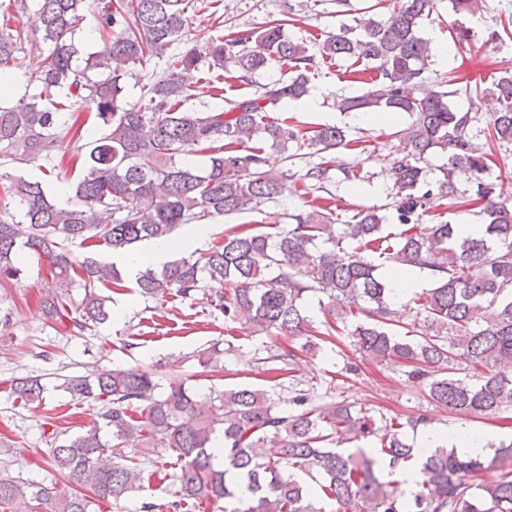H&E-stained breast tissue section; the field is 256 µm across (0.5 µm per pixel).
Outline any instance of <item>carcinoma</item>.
Segmentation results:
<instances>
[{
	"label": "carcinoma",
	"mask_w": 512,
	"mask_h": 512,
	"mask_svg": "<svg viewBox=\"0 0 512 512\" xmlns=\"http://www.w3.org/2000/svg\"><path fill=\"white\" fill-rule=\"evenodd\" d=\"M36 6V29L47 46L33 82L40 91L16 102L0 103V155L21 168L76 170L71 196L51 200L40 179L18 176L0 187V282L19 281L20 255L28 249L50 261L52 281L41 306L47 322L71 323L83 335L110 317L112 297L124 273L114 264L79 261L73 248L104 245L128 251L145 240L173 239L191 224L246 210L261 211L278 202L288 167L276 168L267 149L293 158L289 144L311 149L320 162L307 163L300 179L318 192L329 179L326 155L348 145L345 130L324 125L303 131L273 116L279 105L308 95L311 71L325 60L362 62L361 73L376 72L368 88L342 96V112H404L412 126L403 133L391 167V195L402 230L385 232L381 209L358 210L335 223L334 197L316 196L288 215L276 232L232 230L210 248L193 251L159 270L136 277L145 300H182L209 293L224 324L243 321L254 331L302 337L298 348L278 347L266 357L271 371L292 370L298 353H316L320 342L336 336L368 361L410 367L408 377L427 397L448 411L493 420L512 410V202L484 177L491 157L512 145V72L494 84L498 108L490 115L489 151L471 144L476 117L448 106L445 86L453 75L427 81L430 45L424 20L438 0H396L389 16L364 29L343 25L327 36L319 54L285 34L284 20L259 30L239 29L216 42L199 45L188 38L190 0H9L17 11ZM97 21L99 50L80 55L76 34L86 13ZM121 31L117 40L108 39ZM28 35L0 14V81L10 76L16 53ZM175 45L166 71L147 84L143 103L123 96L124 74L116 63L137 64L164 57ZM211 79L244 84L279 63L288 73L271 84L223 104L189 110L190 88L200 80L202 62ZM410 84L421 87L407 94ZM89 100L94 114L75 108ZM448 153L443 179L426 181L434 149ZM209 151L200 167L184 161ZM150 156L154 166L140 159ZM464 177L472 193L459 192ZM476 203L473 214L483 228L478 237L460 236L459 224H418L436 207L459 212ZM428 272L432 287L410 299L416 317L397 330L392 289L379 269ZM320 294L324 330H316L306 299ZM206 373L224 367L216 342L201 351ZM60 387L78 403L100 407L80 434L59 439L52 432L44 450L49 463L76 485L70 491L40 482L0 478V509L5 512H95L101 501H119L143 490L140 455L151 448L176 454L172 474L178 512L188 504L222 500L224 512H512V439L493 438V454L469 456L440 446L426 453L406 441V429L427 424L423 416L376 419L340 401L314 404L315 387L292 381L283 409L262 389L248 386L201 394L172 376L164 384L137 366L102 367L87 375L63 377ZM12 394L25 404H40L46 388L38 376L16 379ZM222 412V447L209 409ZM368 441L372 448L338 450ZM142 444L131 448L129 443ZM420 458L415 489L384 481L376 465L389 460L391 472ZM496 469L491 484L477 473Z\"/></svg>",
	"instance_id": "cac0c4a2"
}]
</instances>
